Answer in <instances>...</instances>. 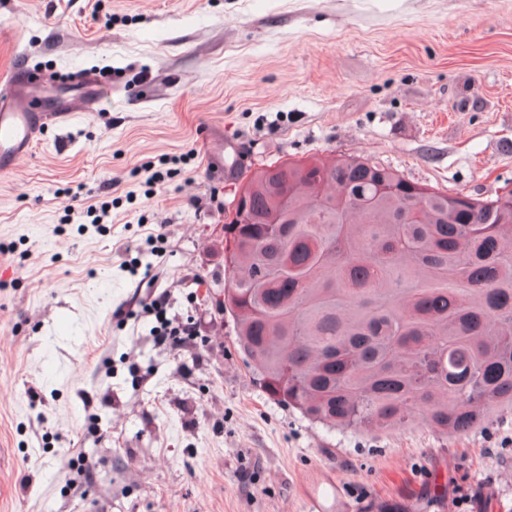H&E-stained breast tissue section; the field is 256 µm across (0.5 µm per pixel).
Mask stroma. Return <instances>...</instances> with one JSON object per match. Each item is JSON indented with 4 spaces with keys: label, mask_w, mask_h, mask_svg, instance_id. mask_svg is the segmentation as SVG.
<instances>
[{
    "label": "stroma",
    "mask_w": 512,
    "mask_h": 512,
    "mask_svg": "<svg viewBox=\"0 0 512 512\" xmlns=\"http://www.w3.org/2000/svg\"><path fill=\"white\" fill-rule=\"evenodd\" d=\"M20 68L50 101L78 70L112 93L0 175V512H307L313 485L335 512H512V411L327 429L266 396L215 302L247 169L336 153L512 188V0H0V82ZM75 191L111 202L103 232ZM154 289L205 342L156 345Z\"/></svg>",
    "instance_id": "1"
}]
</instances>
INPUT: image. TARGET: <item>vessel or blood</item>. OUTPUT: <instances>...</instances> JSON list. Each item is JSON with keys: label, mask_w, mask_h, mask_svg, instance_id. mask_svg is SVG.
<instances>
[{"label": "vessel or blood", "mask_w": 512, "mask_h": 512, "mask_svg": "<svg viewBox=\"0 0 512 512\" xmlns=\"http://www.w3.org/2000/svg\"><path fill=\"white\" fill-rule=\"evenodd\" d=\"M112 78L101 74H83L78 85L80 97L41 109L37 98L41 89L39 75L16 70L0 90V174L15 172L31 154L38 133L52 125L66 123L75 112L95 111L103 88Z\"/></svg>", "instance_id": "obj_1"}]
</instances>
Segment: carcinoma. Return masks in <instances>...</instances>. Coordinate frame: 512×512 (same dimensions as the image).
I'll list each match as a JSON object with an SVG mask.
<instances>
[{
  "label": "carcinoma",
  "instance_id": "obj_1",
  "mask_svg": "<svg viewBox=\"0 0 512 512\" xmlns=\"http://www.w3.org/2000/svg\"><path fill=\"white\" fill-rule=\"evenodd\" d=\"M224 225L223 312L272 401L329 428L441 438L512 410V196L369 158L263 164Z\"/></svg>",
  "mask_w": 512,
  "mask_h": 512
}]
</instances>
